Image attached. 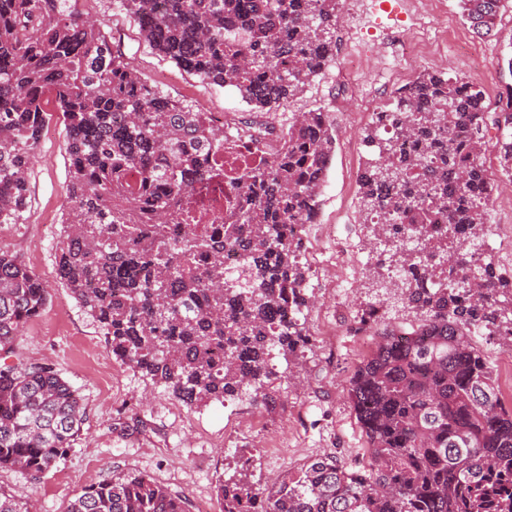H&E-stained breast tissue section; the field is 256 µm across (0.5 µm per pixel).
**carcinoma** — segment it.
<instances>
[{
  "mask_svg": "<svg viewBox=\"0 0 512 512\" xmlns=\"http://www.w3.org/2000/svg\"><path fill=\"white\" fill-rule=\"evenodd\" d=\"M78 0H0V224L28 210L26 172L46 123L62 114L69 155L56 278L98 324L112 355L188 406L274 403V359L304 351L309 268L294 225L317 205L335 151L320 110L277 132L250 175L209 158L224 128L141 78ZM340 0H118L142 38L200 82L234 91L263 115L334 58ZM504 0H460L479 36ZM490 111L462 77L425 72L385 110L393 136L364 132L363 223L383 247L376 287L398 276L411 331L386 327L348 381L369 445L356 466L338 456L278 475L267 494L247 477L217 480L223 512H512V407L475 344L512 347V276L485 251L493 144L512 176V84ZM496 136L490 137V129ZM206 216L222 224H201ZM245 256L224 266V250ZM47 288L0 251V469L37 479L81 435L76 389L50 364L13 361L47 303ZM0 512H31L0 486ZM66 512H186L140 473L84 488Z\"/></svg>",
  "mask_w": 512,
  "mask_h": 512,
  "instance_id": "carcinoma-1",
  "label": "carcinoma"
}]
</instances>
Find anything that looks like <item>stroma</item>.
<instances>
[{
  "instance_id": "stroma-1",
  "label": "stroma",
  "mask_w": 512,
  "mask_h": 512,
  "mask_svg": "<svg viewBox=\"0 0 512 512\" xmlns=\"http://www.w3.org/2000/svg\"><path fill=\"white\" fill-rule=\"evenodd\" d=\"M408 2L342 0L340 16L351 14L355 20L349 26L338 24L341 46L335 59L276 112L283 127L294 113L318 108L328 112L336 145L319 209L324 223L349 225L350 233L320 247L322 277L309 279L313 299L304 310L310 346L282 382L272 406L228 400L196 409L115 360L101 330L55 274L69 160L62 118L48 114L30 165V206L21 223L0 224V250L22 260L49 292L41 316L25 327L18 353L26 360L54 364L78 390L84 432L58 467L39 480L21 471L1 470L0 485L29 496L37 512H64L69 499L86 486L115 473L137 472L185 497L190 512L202 498L213 512H222L213 487L235 449L253 450L251 480L260 486L273 475L322 455L335 454L350 462L366 456L367 444L349 407L346 385L375 348V326L358 336L352 330L374 302L376 290L364 273L340 293L335 277L341 247L366 234L357 221L358 178L368 158L363 131L373 112L424 69L465 77L487 98H495L503 83L497 61L512 51V0H507L489 37L476 36L464 23L459 0H442L438 14L420 18L412 16ZM79 7L111 32L134 68L168 96L197 104L205 112L246 111L234 92L206 87L158 56L133 19L112 0H80ZM396 30L421 40L428 51L392 80L388 74L396 60L386 36ZM485 159L498 181L488 221L512 225V179L502 174L495 150L486 151ZM476 344L494 370L504 403L512 406V348L485 336L477 337ZM92 456L99 461L93 472L87 469Z\"/></svg>"
}]
</instances>
